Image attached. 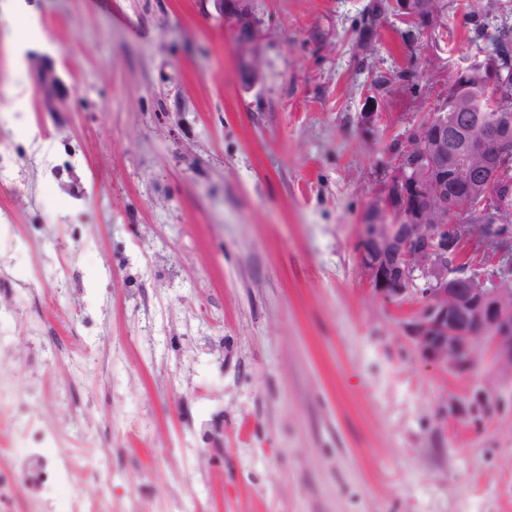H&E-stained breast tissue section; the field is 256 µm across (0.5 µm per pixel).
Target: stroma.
Here are the masks:
<instances>
[{
  "label": "stroma",
  "mask_w": 512,
  "mask_h": 512,
  "mask_svg": "<svg viewBox=\"0 0 512 512\" xmlns=\"http://www.w3.org/2000/svg\"><path fill=\"white\" fill-rule=\"evenodd\" d=\"M0 0V382L109 512H512L510 405L451 426L495 372L426 364L377 298L358 224L388 162L359 116L414 66L368 0H244L261 77L211 0ZM33 31L26 46L16 35ZM379 98L381 143L448 101L493 24ZM55 78L56 108L43 104ZM422 73H417V69H409L407 71L400 70L397 72L391 71L389 73L380 72L372 80L371 91L374 96H368L371 99H377L376 95L387 92L391 88V84L396 81L411 82V87H414L416 83L414 81L418 79ZM411 79V81H410Z\"/></svg>",
  "instance_id": "35a3bbf8"
}]
</instances>
